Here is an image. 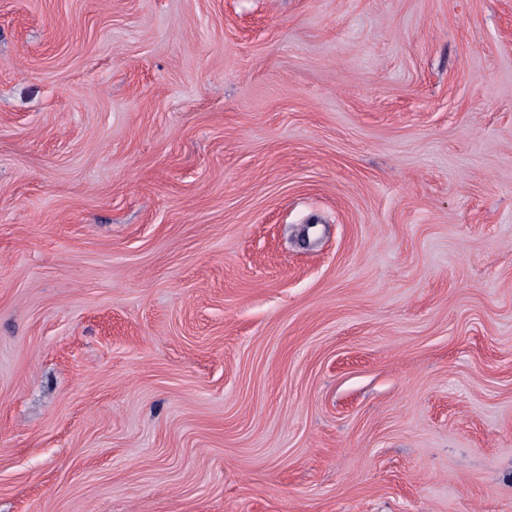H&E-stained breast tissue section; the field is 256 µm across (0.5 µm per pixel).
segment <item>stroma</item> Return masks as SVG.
<instances>
[{
    "label": "stroma",
    "instance_id": "1",
    "mask_svg": "<svg viewBox=\"0 0 512 512\" xmlns=\"http://www.w3.org/2000/svg\"><path fill=\"white\" fill-rule=\"evenodd\" d=\"M0 512H512V0H0Z\"/></svg>",
    "mask_w": 512,
    "mask_h": 512
}]
</instances>
